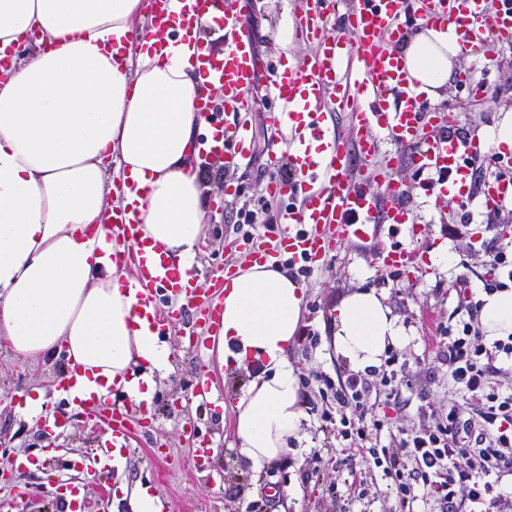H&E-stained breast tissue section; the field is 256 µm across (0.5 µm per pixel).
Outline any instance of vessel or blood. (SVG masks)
Wrapping results in <instances>:
<instances>
[{
	"label": "vessel or blood",
	"mask_w": 512,
	"mask_h": 512,
	"mask_svg": "<svg viewBox=\"0 0 512 512\" xmlns=\"http://www.w3.org/2000/svg\"><path fill=\"white\" fill-rule=\"evenodd\" d=\"M301 24L317 41L303 64L275 69L271 88L277 108L276 127L297 125L298 136L282 153L271 152L265 191L282 207L267 238L240 244L251 260L265 262L285 252L307 262L325 260L334 251L353 241L394 234L403 226L417 223L409 209L399 205L404 193L396 172L402 163L416 171L450 172L461 200H469L468 177L478 165L500 160L497 152L477 140H461L440 133L442 117L429 103L411 77L404 58L395 49L409 30L423 32L437 24L451 26L461 50L489 53L497 44L512 38V0H499L495 12H488L486 0H417L409 9L408 0H305ZM152 22L167 30L173 16L189 30L211 23L224 30V53L216 55L197 46L195 62L209 83L224 89V110L216 112L201 100L200 108L208 126L199 141L200 152L220 156L225 167L241 165L250 152V129L235 115L247 111L246 93L253 84L258 59L250 30L236 25L237 13L249 0H153ZM412 13L413 24L402 23ZM335 26L336 34L318 38L319 30ZM351 111L352 134L342 139L324 120L329 103ZM402 145H415L408 157L393 156L370 172L367 186H353L347 174L352 154L366 158L376 153L378 138L371 128ZM384 193H377V186ZM142 191L129 183L126 193L115 198L112 208L114 259L137 261L139 275L128 288L137 304L138 315L147 322V332L158 343L169 340L176 316L192 312L201 337L217 334L222 317L218 299L221 280L206 288L193 286L168 264L160 248L141 238L137 197ZM482 197L487 207L512 201V183L495 179L485 182ZM406 251L393 245L375 256L382 269L399 270L407 265ZM176 299L170 313L159 306L163 297ZM115 405L100 408L95 399H86L83 411L94 415L109 429L111 447L127 450L132 418L119 409L125 401L122 390L112 392Z\"/></svg>",
	"instance_id": "obj_1"
}]
</instances>
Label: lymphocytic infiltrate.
Segmentation results:
<instances>
[{"instance_id":"obj_1","label":"lymphocytic infiltrate","mask_w":512,"mask_h":512,"mask_svg":"<svg viewBox=\"0 0 512 512\" xmlns=\"http://www.w3.org/2000/svg\"><path fill=\"white\" fill-rule=\"evenodd\" d=\"M479 304L456 325L436 323L433 339L448 366V384L464 397L480 400L478 412L464 416L456 404L431 412L430 420L398 427L388 443H380L381 420L365 424L366 401L374 389L353 374L333 382L317 374L313 380L331 391L336 402L343 444L337 466L363 463L382 469L395 484L398 512H414L419 500H431L436 512H512V492L500 482L512 475V389L491 384L498 355L512 358V338L482 343L475 324Z\"/></svg>"}]
</instances>
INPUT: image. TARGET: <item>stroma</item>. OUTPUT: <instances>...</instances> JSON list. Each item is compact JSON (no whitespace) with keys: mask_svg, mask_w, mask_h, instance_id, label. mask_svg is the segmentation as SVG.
<instances>
[{"mask_svg":"<svg viewBox=\"0 0 512 512\" xmlns=\"http://www.w3.org/2000/svg\"><path fill=\"white\" fill-rule=\"evenodd\" d=\"M299 12V0H251L250 9L238 17L239 24L253 27L259 56L247 116L251 158L232 169L214 156L201 154L193 159L205 185L204 238L193 267L200 281L222 276L228 265L243 264L245 255L230 251V244L265 230L266 212H258L255 224L249 226L237 211L241 201L265 195L269 154L275 147L276 108L268 96L271 68L288 57L302 60L311 50L300 40L283 45L275 38L277 28ZM467 69L487 73L483 92L472 107L464 105L465 95L458 89V78ZM434 106L444 113L448 133L470 139L482 136L499 109H512V43L498 45L487 59L475 53L459 55ZM397 176L409 187L404 201L418 216V224L405 226L394 236L383 233L365 242H351L334 257L314 264L309 276H298L305 290L303 329L314 333L317 341H299L288 358L303 379L314 371L331 377L350 374L347 361L332 350L331 311L355 289H376L409 334L408 342L394 352L402 365L400 405L413 422L419 406L448 404V371L429 339L433 322L456 320L458 281H465L473 296L483 292L487 252L512 251V235L499 231L503 225L512 227V211L505 209L491 217L478 200L464 204L453 196L418 189L415 171L407 164ZM228 186L237 189L238 201L214 209L213 201ZM490 219L497 224L492 231L486 226ZM395 243L412 251L414 261L390 278L372 256ZM441 244L453 254L452 266L430 263V249ZM193 323L187 315L173 326L174 359L170 371L157 379L160 403L147 436L135 438L122 462L108 472L97 465L108 430L93 417L70 412L57 392L67 362L58 357L35 364L22 361L0 338V459L23 455L40 462L34 469L0 473V512H66L59 494L63 483L82 489L85 512H128L127 500L117 493L122 485L149 487L160 512H392L393 482L382 470L368 476L361 499L350 495L347 484L331 487L329 477L312 472L313 453L331 455L339 443L332 425L322 418L325 404L311 389L302 391L308 415L302 440L272 464L256 468L246 461L239 453L232 421L235 404L256 369L233 365L221 371L209 369L208 341H201L195 349L184 341ZM202 375L214 394L208 405L193 401L188 388L190 380ZM36 389L44 393L48 417L31 423L16 414L15 406ZM189 427L210 440L213 448L212 456L199 468L184 434ZM162 448L167 449V456H159Z\"/></svg>","mask_w":512,"mask_h":512,"instance_id":"1","label":"stroma"}]
</instances>
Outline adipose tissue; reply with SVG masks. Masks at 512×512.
Wrapping results in <instances>:
<instances>
[{
	"instance_id": "1",
	"label": "adipose tissue",
	"mask_w": 512,
	"mask_h": 512,
	"mask_svg": "<svg viewBox=\"0 0 512 512\" xmlns=\"http://www.w3.org/2000/svg\"><path fill=\"white\" fill-rule=\"evenodd\" d=\"M144 0H0V47L30 33L38 48L12 57L0 79V338L21 359L67 352L79 399L106 403L112 385L151 402L171 368L168 347L144 330L130 278L111 259L115 185L143 188L141 231L181 272L203 242L204 188L192 164L204 82L188 43L160 44L136 28ZM460 51L448 28L411 38L403 57L428 97L444 88ZM305 290L273 261L227 277L210 353L219 365L261 366L234 409L241 455L279 460L306 419L288 351L302 334ZM489 341L512 335V282L480 297ZM335 352L354 369L379 366L408 335L380 294L359 288L333 310Z\"/></svg>"
}]
</instances>
